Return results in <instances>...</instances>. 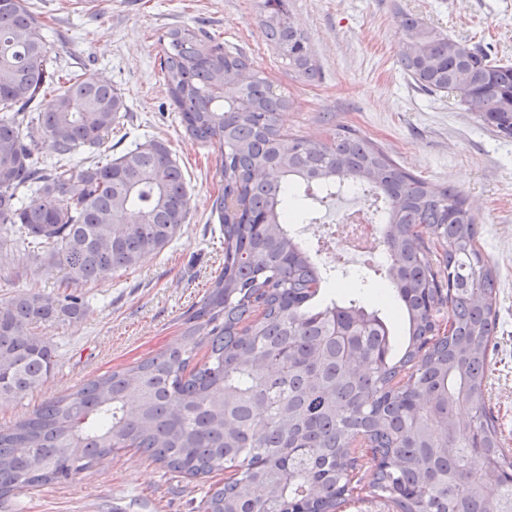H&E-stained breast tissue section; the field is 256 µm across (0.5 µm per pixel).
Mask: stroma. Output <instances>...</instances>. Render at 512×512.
<instances>
[{"label":"stroma","instance_id":"35a3bbf8","mask_svg":"<svg viewBox=\"0 0 512 512\" xmlns=\"http://www.w3.org/2000/svg\"><path fill=\"white\" fill-rule=\"evenodd\" d=\"M29 2L60 65L84 68L124 95L129 110L109 147L164 141L185 175L190 211L172 242L136 270L79 286L87 304L81 319L41 328L56 349L55 370L39 390L0 404V428L107 372L192 342L184 317L224 266L211 213L224 176L218 151L179 124L158 66L159 36L189 25L243 53L252 70L288 95L285 131L327 141L337 127L352 128L406 171L464 194L498 277L488 403L512 448V138L498 136L453 97L418 88L397 57L399 20L409 14L512 62V0H288L316 61L311 80L289 73L269 45L259 25L261 0ZM65 276L62 265L28 252L0 254V302L30 288L56 294ZM205 489L172 477L142 452L120 450L65 484L10 496L0 512H197Z\"/></svg>","mask_w":512,"mask_h":512}]
</instances>
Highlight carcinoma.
Listing matches in <instances>:
<instances>
[{"label":"carcinoma","mask_w":512,"mask_h":512,"mask_svg":"<svg viewBox=\"0 0 512 512\" xmlns=\"http://www.w3.org/2000/svg\"><path fill=\"white\" fill-rule=\"evenodd\" d=\"M260 26L288 70L316 76L288 0H263ZM159 43L180 124L218 148L224 169L212 204L224 269L185 320L204 357L162 350L0 429V500L134 448L189 478L232 471L198 512H338L364 483L359 459L379 448L369 494L396 512H512V448L487 397L497 274L463 194L404 170L352 129L329 142L283 131L290 101L201 28L171 27ZM398 59L420 88L453 93L512 137V65L410 15ZM52 67L25 0H0V251L57 261L77 286L160 253L189 198L163 141L106 149L127 111L111 83L82 72L48 96ZM242 71L246 84H224ZM38 139L50 155H34ZM350 182L380 212L389 256L359 279L398 301L401 342L382 308L318 301L336 269L318 265L291 227ZM425 231L443 250L436 265ZM84 313L73 292L0 304V402L38 390L54 370V346L36 329Z\"/></svg>","instance_id":"carcinoma-1"}]
</instances>
